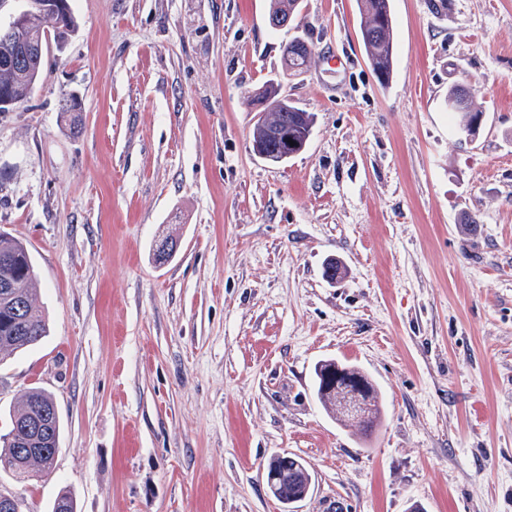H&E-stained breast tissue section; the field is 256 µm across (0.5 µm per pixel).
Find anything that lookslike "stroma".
<instances>
[{
	"label": "stroma",
	"mask_w": 512,
	"mask_h": 512,
	"mask_svg": "<svg viewBox=\"0 0 512 512\" xmlns=\"http://www.w3.org/2000/svg\"><path fill=\"white\" fill-rule=\"evenodd\" d=\"M70 5L77 32L0 112V230L48 326L0 362V430L33 387L62 422L52 473L0 490L24 512L63 490L78 512H281L262 468L288 452L314 477L297 512H512V0H392L386 83L356 0L278 30L269 0ZM270 78L314 116L275 164L252 147ZM328 358L379 389L371 437L318 401Z\"/></svg>",
	"instance_id": "stroma-1"
}]
</instances>
